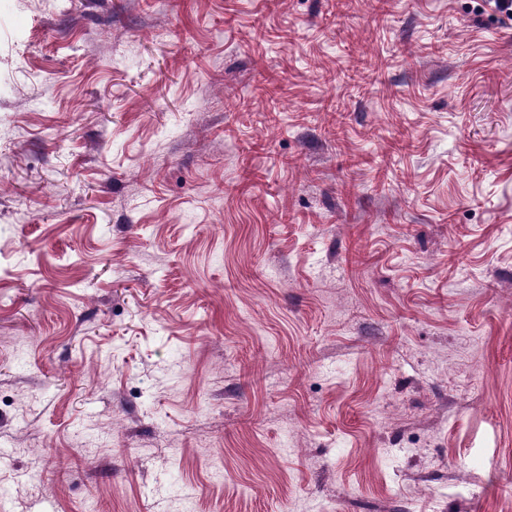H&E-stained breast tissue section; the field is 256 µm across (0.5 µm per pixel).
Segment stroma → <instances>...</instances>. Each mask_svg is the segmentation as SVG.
<instances>
[{
    "label": "stroma",
    "mask_w": 512,
    "mask_h": 512,
    "mask_svg": "<svg viewBox=\"0 0 512 512\" xmlns=\"http://www.w3.org/2000/svg\"><path fill=\"white\" fill-rule=\"evenodd\" d=\"M0 512H512V20L0 0Z\"/></svg>",
    "instance_id": "35a3bbf8"
}]
</instances>
